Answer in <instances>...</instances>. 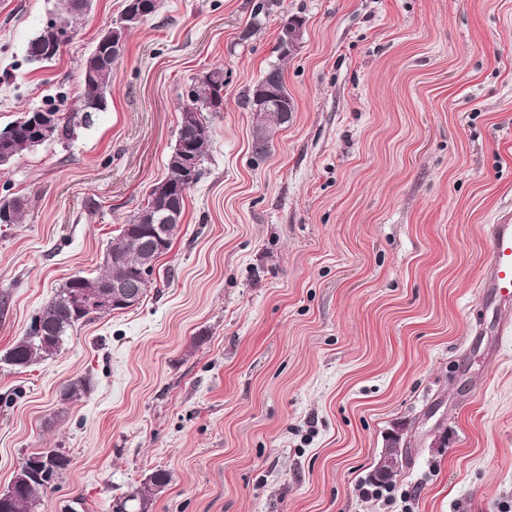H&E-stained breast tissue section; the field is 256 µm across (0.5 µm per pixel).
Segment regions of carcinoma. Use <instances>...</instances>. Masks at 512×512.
<instances>
[{
	"mask_svg": "<svg viewBox=\"0 0 512 512\" xmlns=\"http://www.w3.org/2000/svg\"><path fill=\"white\" fill-rule=\"evenodd\" d=\"M275 0H261L251 14L246 33L258 29L262 18L268 13ZM69 0H59L56 13L43 26L39 34L28 45V57L39 62L38 52L48 44L59 42L60 29L65 27L77 34L76 23L81 18L72 14L68 9ZM125 37L112 41V37L102 36L93 51L84 59L81 65L82 92L76 107L64 116L56 109H33L24 113L20 120L9 126L15 133V138L3 143L0 150V160L6 162L13 158L36 149L44 143L58 137L74 133L78 125L91 123L92 114L105 110L107 106L106 92L112 79L115 64L124 50ZM279 63L270 66L264 73L271 84L278 88L283 95H288L285 84L284 64L291 53L277 49ZM254 90L245 95L244 105L256 113L257 125L264 127L265 139H252L253 154L264 157L269 151L272 131L283 126L271 118L262 115L253 99ZM224 102V69L216 67L212 74L201 78L189 87L188 95L183 99L181 111L198 103H208L215 109H220ZM208 137L203 122L192 126H180L176 144L167 160V175L163 183L168 190L159 194L157 187H152L147 202L131 215L122 225L116 238H126L134 235L140 225L148 223L151 212L166 208L177 215H183L187 191L195 185L202 174V164L208 150ZM195 155L197 164L193 171L186 172L179 164L182 151ZM28 206L26 198L16 195L0 199V224H20ZM139 255L127 252L120 259L103 261L100 272L93 276L75 275L71 277L54 296L31 319L24 336H22L4 356V361L18 368L28 367L38 360H45L62 349L73 330L89 321L88 312L74 302L76 294L83 286L93 283L105 288L112 286L115 279H130L138 275ZM89 388V380L79 377L71 381L65 390V399L76 400L82 397ZM41 455L33 452L28 455L20 467L22 479L18 481L12 494L5 500L0 498V512H42L50 493L49 480H58L68 468L70 459L60 451H55L51 462L50 476L36 479L29 475V465ZM169 482L166 473L156 471L145 479L142 486L116 505V512H127L131 507L137 512H150L154 505L155 495Z\"/></svg>",
	"mask_w": 512,
	"mask_h": 512,
	"instance_id": "obj_1",
	"label": "carcinoma"
}]
</instances>
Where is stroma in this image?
Returning <instances> with one entry per match:
<instances>
[{
	"label": "stroma",
	"instance_id": "stroma-1",
	"mask_svg": "<svg viewBox=\"0 0 512 512\" xmlns=\"http://www.w3.org/2000/svg\"><path fill=\"white\" fill-rule=\"evenodd\" d=\"M160 0L127 36L108 104L0 167V355L72 276L99 271L167 174L182 96L224 69V108L181 229L136 307L51 358L0 362V490L43 448L69 457L47 512H114L152 472L154 512H512V307L479 288L512 214V0ZM57 0H0V129L70 112L122 0H92L50 63L28 44ZM284 66L295 110L264 158L246 92ZM88 394L62 401L73 378ZM407 460L364 479L385 436ZM27 206V199L19 195L1 198L0 224L22 223Z\"/></svg>",
	"mask_w": 512,
	"mask_h": 512
}]
</instances>
